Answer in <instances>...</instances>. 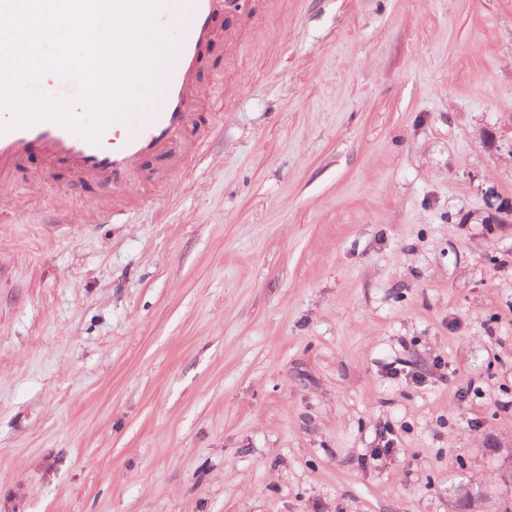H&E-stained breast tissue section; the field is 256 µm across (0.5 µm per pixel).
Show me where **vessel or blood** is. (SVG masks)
<instances>
[{
    "label": "vessel or blood",
    "instance_id": "vessel-or-blood-1",
    "mask_svg": "<svg viewBox=\"0 0 512 512\" xmlns=\"http://www.w3.org/2000/svg\"><path fill=\"white\" fill-rule=\"evenodd\" d=\"M222 0H167L158 16L173 31L175 52L166 68V80L144 119L109 124L98 141L52 121H42L0 134V187L11 183L24 158L36 152L45 166L29 182L38 187L66 171L95 184L101 201L92 214H121L131 188L147 179L144 161H184L176 147L196 123L192 105L201 94L198 65L215 37L214 17Z\"/></svg>",
    "mask_w": 512,
    "mask_h": 512
}]
</instances>
